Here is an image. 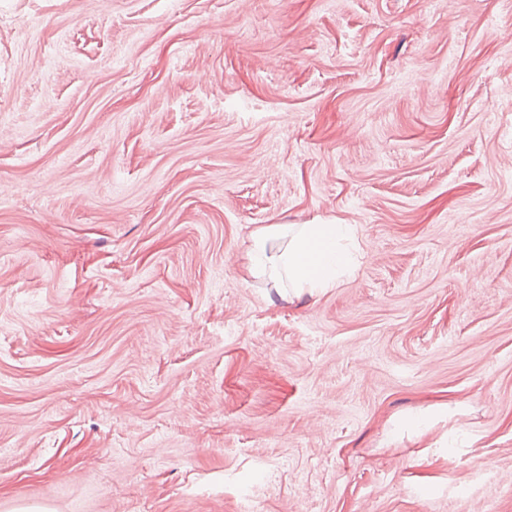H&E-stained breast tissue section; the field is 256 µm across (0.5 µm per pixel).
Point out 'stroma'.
<instances>
[{
	"mask_svg": "<svg viewBox=\"0 0 512 512\" xmlns=\"http://www.w3.org/2000/svg\"><path fill=\"white\" fill-rule=\"evenodd\" d=\"M512 0H0V512H512ZM268 224H346L320 292Z\"/></svg>",
	"mask_w": 512,
	"mask_h": 512,
	"instance_id": "35a3bbf8",
	"label": "stroma"
}]
</instances>
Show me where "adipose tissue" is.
<instances>
[{
  "label": "adipose tissue",
  "instance_id": "obj_1",
  "mask_svg": "<svg viewBox=\"0 0 512 512\" xmlns=\"http://www.w3.org/2000/svg\"><path fill=\"white\" fill-rule=\"evenodd\" d=\"M347 234L340 224H303L290 230L285 224H268L253 236L250 272L256 277H287L300 288H330L338 271L352 264L349 252L339 246ZM287 239L286 248L275 245Z\"/></svg>",
  "mask_w": 512,
  "mask_h": 512
}]
</instances>
